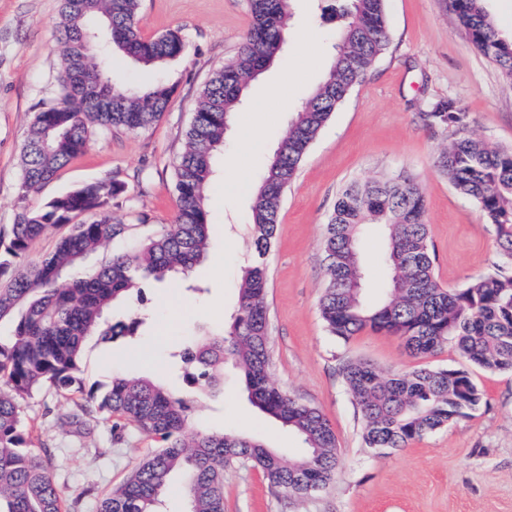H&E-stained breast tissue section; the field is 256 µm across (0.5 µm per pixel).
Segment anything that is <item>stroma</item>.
<instances>
[{"instance_id":"obj_1","label":"stroma","mask_w":512,"mask_h":512,"mask_svg":"<svg viewBox=\"0 0 512 512\" xmlns=\"http://www.w3.org/2000/svg\"><path fill=\"white\" fill-rule=\"evenodd\" d=\"M336 0H293L284 50L252 82L245 105L226 133L208 188L210 245L190 288L144 281L138 292L114 307L112 318L144 319L133 334L112 341L92 336L80 361L86 387L108 385L118 374L141 375L164 384L186 400L190 421L263 441L285 458L303 444L296 434L251 405L232 367L224 369V391L197 395L183 372L165 371L180 348L204 333L222 332L238 299L241 268L250 254V213L268 158L285 133L292 108L320 82L336 53L341 23ZM389 43L365 79L334 112L299 166L279 208L275 240L266 256L273 383L318 407L336 432L341 467L329 488L285 498L250 465L224 469V512H512V372L472 369L483 393L466 417L398 450L375 451L361 443L362 421L338 366L361 357L385 371L424 363L455 369L465 361L454 346L411 357L395 336L364 331L348 343L332 338L319 312L325 278L323 228L337 193L352 182L399 173L412 177L426 202L434 245L435 275L448 288L497 271L495 230L474 201L458 193L436 166L449 131L425 126L419 113L428 103L454 98L471 115L473 135L512 149V82L471 42L448 11V0H386ZM59 0H0V227L14 223L20 155L35 112L59 95L57 77L64 45L57 29ZM138 25L147 37L180 29L182 56L156 74L118 59L116 68L131 85L162 77L174 83L169 107L153 127L140 132L114 129L95 134L88 150L70 161L32 199L33 205L92 181L118 178L125 189L115 221L126 237L88 259L98 265L137 247L178 211L174 166L185 145L183 133L212 73L234 60L250 27L247 0H140ZM318 44L311 55L299 41ZM287 95L289 109L279 97ZM262 114L264 140L251 137ZM146 214L148 223L137 221ZM362 262L376 298L387 271L379 226L360 241ZM150 358L130 362L131 351ZM76 407L55 389L44 388L25 405L34 443L45 448L65 498V512H98L101 498L123 483L157 440L134 426L115 433L110 422L88 416L73 424Z\"/></svg>"}]
</instances>
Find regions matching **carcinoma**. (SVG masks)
Wrapping results in <instances>:
<instances>
[{
  "label": "carcinoma",
  "mask_w": 512,
  "mask_h": 512,
  "mask_svg": "<svg viewBox=\"0 0 512 512\" xmlns=\"http://www.w3.org/2000/svg\"><path fill=\"white\" fill-rule=\"evenodd\" d=\"M140 0H60L58 30L65 45L60 94L34 113L20 156L17 213L0 231V512H64V496L46 459L33 448L23 404L48 384L107 415L112 430L126 424L157 438L147 456L119 487L103 497L99 512H159L170 474L182 471L188 512H224V466L251 464L292 498L329 487L339 457L336 433L321 411L271 382L267 268L263 261L279 219V205L315 138L349 92L386 49V0H341L344 26L330 69L294 111L270 159L252 205L256 258L243 266L230 325L182 350V361L202 394L223 387L224 361L241 371L251 403L297 433L302 456L285 461L261 441L226 431H201L188 422L185 401L141 376L116 375L104 392L79 377L86 339L118 336L126 325L108 324L112 303L145 278L189 276L208 248L211 222L206 192L214 158L224 148L232 114L252 80L274 64L285 42L291 0H248L252 25L236 60L213 73L185 132V150L174 167L179 207L172 223L139 247L59 281L85 257L123 236L112 219L121 183H83L30 205L32 194L85 152L97 130H146L167 111L174 86L157 81L126 87L114 77L113 58L148 69L180 56L179 31L144 38L137 25ZM458 25L512 82V40L502 36L484 0H450ZM427 125L452 130L438 160L441 172L471 198L494 226L499 254L512 265V151L470 134L471 116L455 100L422 113ZM69 224L55 248L16 273L14 262L49 227ZM368 224L381 226L389 268L388 292L372 304L362 298L364 272L358 243ZM435 250L425 222V200L409 176L354 182L337 196L323 236L325 286L319 311L328 333L344 343L365 330L397 336L421 357L448 343L468 364L487 372L512 370V274L479 277L447 289L434 272ZM339 373L361 414L363 446L405 448L476 409L482 391L466 369L416 367L385 372L363 358H345Z\"/></svg>",
  "instance_id": "cac0c4a2"
}]
</instances>
